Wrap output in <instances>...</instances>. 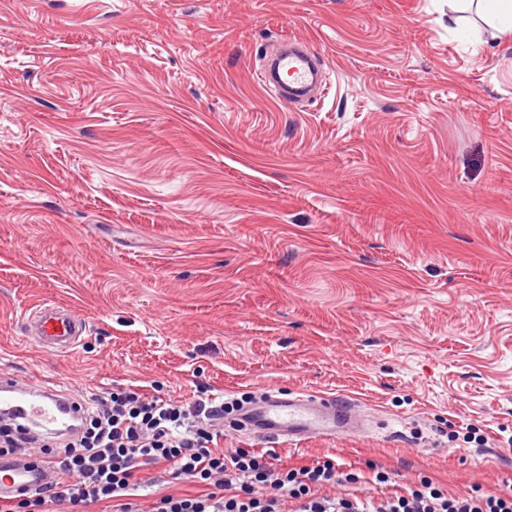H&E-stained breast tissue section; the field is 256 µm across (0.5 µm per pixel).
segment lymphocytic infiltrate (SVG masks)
I'll use <instances>...</instances> for the list:
<instances>
[{"label": "lymphocytic infiltrate", "mask_w": 512, "mask_h": 512, "mask_svg": "<svg viewBox=\"0 0 512 512\" xmlns=\"http://www.w3.org/2000/svg\"><path fill=\"white\" fill-rule=\"evenodd\" d=\"M83 402L80 431L52 446L0 422L1 456L39 457L56 472L43 487L0 500V512H86L103 502L113 512H512L511 492L454 493L424 478L375 496L331 459L289 467L271 450L223 449L224 405L209 397L185 406L137 386ZM154 468L189 491L141 502L139 477Z\"/></svg>", "instance_id": "obj_1"}]
</instances>
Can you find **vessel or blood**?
I'll return each instance as SVG.
<instances>
[{
    "mask_svg": "<svg viewBox=\"0 0 512 512\" xmlns=\"http://www.w3.org/2000/svg\"><path fill=\"white\" fill-rule=\"evenodd\" d=\"M274 86L268 94L277 101L306 93L318 83L319 58L309 46L289 39L272 61ZM28 335L50 352L76 347L85 323L74 312L51 304H39L27 319ZM0 410L11 421L22 422L30 436H58L79 428L84 412L78 392L57 389L34 380L24 381L0 370ZM355 400L334 395L286 398L267 394L249 412L251 433L274 441L298 443L312 436H349L363 428ZM52 473L43 461L17 457L0 459V498L31 492L45 485Z\"/></svg>",
    "mask_w": 512,
    "mask_h": 512,
    "instance_id": "1",
    "label": "vessel or blood"
}]
</instances>
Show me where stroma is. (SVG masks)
Returning <instances> with one entry per match:
<instances>
[{"mask_svg": "<svg viewBox=\"0 0 512 512\" xmlns=\"http://www.w3.org/2000/svg\"><path fill=\"white\" fill-rule=\"evenodd\" d=\"M450 0H0V369L183 402L344 394L276 448L512 487V31ZM306 40L329 90L267 97ZM53 302L88 330L23 335ZM29 336L50 352H64L81 341L85 323L73 311L60 310L58 305L39 304L27 318Z\"/></svg>", "mask_w": 512, "mask_h": 512, "instance_id": "stroma-1", "label": "stroma"}]
</instances>
